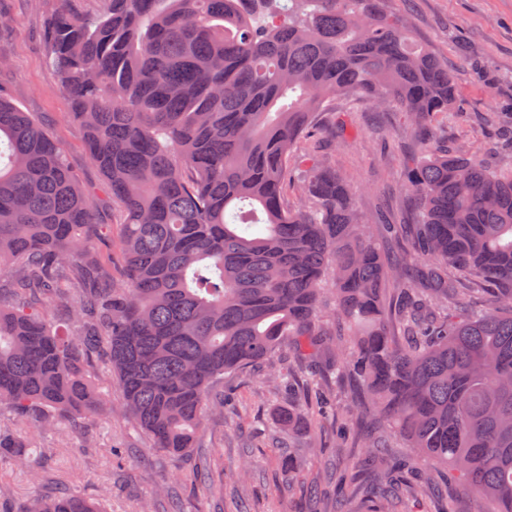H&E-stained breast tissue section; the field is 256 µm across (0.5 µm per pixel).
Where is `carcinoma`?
<instances>
[{
  "instance_id": "carcinoma-1",
  "label": "carcinoma",
  "mask_w": 512,
  "mask_h": 512,
  "mask_svg": "<svg viewBox=\"0 0 512 512\" xmlns=\"http://www.w3.org/2000/svg\"><path fill=\"white\" fill-rule=\"evenodd\" d=\"M45 39L119 207L124 280L101 287L112 225L60 145L0 95V459L99 409L98 350L135 425L180 457L224 407L214 384L290 346L354 378L359 411L406 439L395 462L382 437L362 442L395 497L442 492L405 478L429 460L512 512V171L462 152L418 162L413 254L393 261L344 175L302 148L341 94L402 113L423 153L448 118L453 75L389 0H108L95 16L60 8ZM292 165L310 171L293 205ZM450 269L492 284L493 305L470 308ZM327 284L346 324L334 338L317 316ZM313 394L288 398L283 427L311 431L331 408L327 385ZM21 512L103 510L69 493Z\"/></svg>"
}]
</instances>
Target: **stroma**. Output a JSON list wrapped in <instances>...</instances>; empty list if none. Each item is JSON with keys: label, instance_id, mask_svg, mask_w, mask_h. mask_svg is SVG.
<instances>
[{"label": "stroma", "instance_id": "35a3bbf8", "mask_svg": "<svg viewBox=\"0 0 512 512\" xmlns=\"http://www.w3.org/2000/svg\"><path fill=\"white\" fill-rule=\"evenodd\" d=\"M59 7L60 0H0L7 18L0 26V94L32 114L63 146L71 170L98 205L101 223H115L119 214L86 151L85 130L71 118L69 99L46 59L44 22ZM390 7L406 18L416 41L454 72L457 111L439 132L438 144L511 169L512 0H390ZM313 124L304 149L327 159L350 181L366 222L407 223L412 201L405 190L406 167L415 144L399 112L339 97ZM273 367L290 369L301 399L311 377L327 375L320 364L283 352L271 366L225 376L230 405L208 419L195 448L175 463L133 428L105 359L94 358L111 414L33 434L29 458L0 461V496L17 510L34 497L62 492L65 476L105 512H166L172 493L186 512H336L340 501L347 512H368L386 484L384 475L362 466L345 476L336 453L341 424L355 432L377 427L372 416L349 411L355 382L347 378L334 387L333 415L313 434L291 442L273 418L288 399L268 375ZM286 455L297 461L289 482L281 467ZM200 468L208 471L212 486L206 499L198 496L193 480Z\"/></svg>", "mask_w": 512, "mask_h": 512}]
</instances>
